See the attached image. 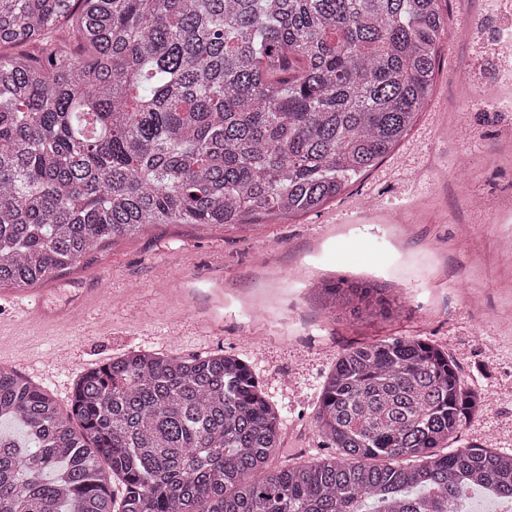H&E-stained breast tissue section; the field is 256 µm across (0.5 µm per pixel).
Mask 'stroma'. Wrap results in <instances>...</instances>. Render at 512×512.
<instances>
[{"mask_svg": "<svg viewBox=\"0 0 512 512\" xmlns=\"http://www.w3.org/2000/svg\"><path fill=\"white\" fill-rule=\"evenodd\" d=\"M449 37L427 107L373 169L317 211L234 226L158 224L32 285H0V361L69 412L75 381L132 350L224 351L278 408L285 456L322 455L315 414L348 345L414 336L492 401L458 440L512 453V0H443ZM374 279L402 303L355 321L313 289Z\"/></svg>", "mask_w": 512, "mask_h": 512, "instance_id": "35a3bbf8", "label": "stroma"}]
</instances>
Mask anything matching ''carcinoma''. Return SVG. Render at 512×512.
<instances>
[{
  "instance_id": "obj_1",
  "label": "carcinoma",
  "mask_w": 512,
  "mask_h": 512,
  "mask_svg": "<svg viewBox=\"0 0 512 512\" xmlns=\"http://www.w3.org/2000/svg\"><path fill=\"white\" fill-rule=\"evenodd\" d=\"M447 37L441 0H0V285L150 224L321 208L413 126ZM315 293L357 319L401 307L345 277ZM483 403L433 343L352 345L315 415L335 452L279 467L281 415L233 354L116 357L67 417L0 368L19 432L0 429V512H459L474 487L512 503L511 455L448 449Z\"/></svg>"
}]
</instances>
